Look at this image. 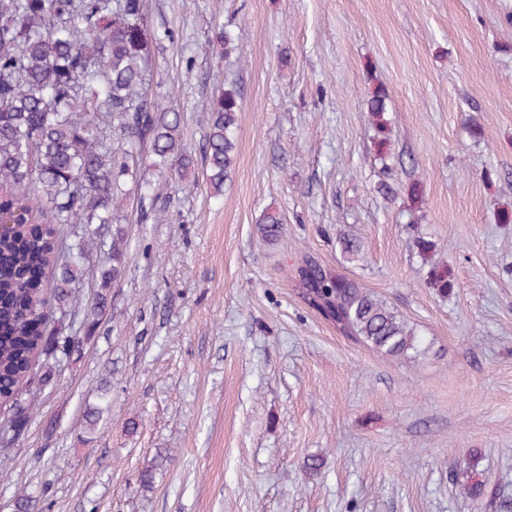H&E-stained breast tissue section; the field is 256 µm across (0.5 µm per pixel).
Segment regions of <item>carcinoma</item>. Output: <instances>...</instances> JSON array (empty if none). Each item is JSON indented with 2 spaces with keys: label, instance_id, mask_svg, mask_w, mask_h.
I'll use <instances>...</instances> for the list:
<instances>
[{
  "label": "carcinoma",
  "instance_id": "1",
  "mask_svg": "<svg viewBox=\"0 0 512 512\" xmlns=\"http://www.w3.org/2000/svg\"><path fill=\"white\" fill-rule=\"evenodd\" d=\"M146 0H0V211L16 224L0 239V411L30 417L38 386L72 342L49 323L74 322L76 283L90 252L104 247L101 228L112 224V265L101 287L119 280L126 256L119 224L122 181L139 183L141 147L157 162L184 174L195 168L182 145V119L149 88L150 44L173 39L149 34ZM387 89L368 99L371 122L385 130ZM210 131L201 167L210 192L224 193L235 164V134L242 104L224 87L209 103ZM112 128V137L106 129ZM269 242L283 232L273 210L259 219ZM341 252L359 257L355 236L339 238ZM427 284L442 297L455 287L434 259L436 245L420 237ZM295 290L347 339L390 359L423 351V340L397 310L357 282L315 260L298 271ZM463 470L461 489L471 498H497V489Z\"/></svg>",
  "mask_w": 512,
  "mask_h": 512
}]
</instances>
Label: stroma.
Returning <instances> with one entry per match:
<instances>
[{"mask_svg": "<svg viewBox=\"0 0 512 512\" xmlns=\"http://www.w3.org/2000/svg\"><path fill=\"white\" fill-rule=\"evenodd\" d=\"M146 24L174 34L152 79L194 157L216 85L235 83L234 170L216 197L142 149L168 215L141 223L127 193L125 273L10 444L0 512L23 495L29 512H501L454 478L473 462L512 500V0H149ZM269 208L274 242L256 232ZM419 236L452 272L448 297L425 283ZM308 257L387 301L425 353L339 335L293 290ZM106 384L111 409L87 429ZM387 99L388 91L382 85L375 87L368 99V112L371 117V122L376 125L380 132H384L385 122L387 121L385 119ZM258 231L261 237L269 242L276 241L283 232V219L273 210H265L259 219Z\"/></svg>", "mask_w": 512, "mask_h": 512, "instance_id": "stroma-1", "label": "stroma"}]
</instances>
